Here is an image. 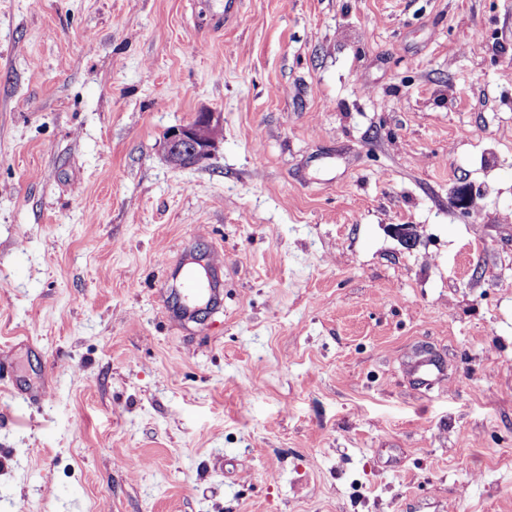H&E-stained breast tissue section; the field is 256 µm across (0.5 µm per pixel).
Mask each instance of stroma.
Here are the masks:
<instances>
[{
	"label": "stroma",
	"mask_w": 512,
	"mask_h": 512,
	"mask_svg": "<svg viewBox=\"0 0 512 512\" xmlns=\"http://www.w3.org/2000/svg\"><path fill=\"white\" fill-rule=\"evenodd\" d=\"M238 2L0 0V512H512V0ZM218 112H200L187 124L168 130L165 138V160L173 167L187 169L195 167L197 161L209 158L215 150L222 128ZM180 283L179 287L186 298H197L203 297L208 294V299H215L216 295L219 293V288L217 285V281H214L212 285H208V288H204V285H201L196 281L192 273V266H188L185 263H182L178 266Z\"/></svg>",
	"instance_id": "obj_1"
}]
</instances>
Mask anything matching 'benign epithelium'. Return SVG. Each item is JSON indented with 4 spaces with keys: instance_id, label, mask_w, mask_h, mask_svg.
I'll use <instances>...</instances> for the list:
<instances>
[{
    "instance_id": "7a95c632",
    "label": "benign epithelium",
    "mask_w": 512,
    "mask_h": 512,
    "mask_svg": "<svg viewBox=\"0 0 512 512\" xmlns=\"http://www.w3.org/2000/svg\"><path fill=\"white\" fill-rule=\"evenodd\" d=\"M222 126L217 112H201L187 124L167 131L165 160L173 167L192 168L202 157H210L215 150L218 138L214 130Z\"/></svg>"
}]
</instances>
